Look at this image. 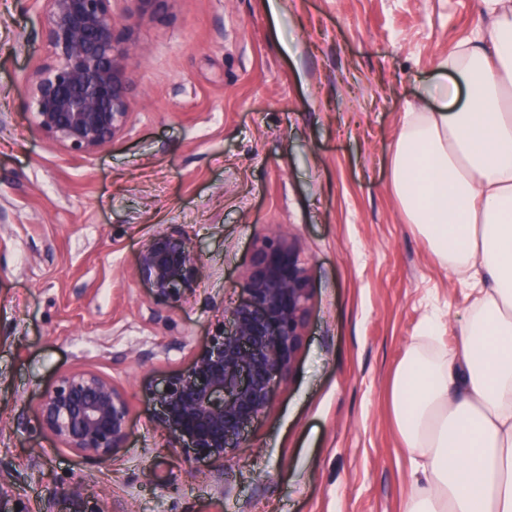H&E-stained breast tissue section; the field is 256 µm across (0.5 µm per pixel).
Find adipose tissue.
I'll return each mask as SVG.
<instances>
[{"mask_svg": "<svg viewBox=\"0 0 512 512\" xmlns=\"http://www.w3.org/2000/svg\"><path fill=\"white\" fill-rule=\"evenodd\" d=\"M479 7L389 159L406 220L475 289L455 347L431 318L394 374V423L422 474L406 512H512V0Z\"/></svg>", "mask_w": 512, "mask_h": 512, "instance_id": "adipose-tissue-1", "label": "adipose tissue"}]
</instances>
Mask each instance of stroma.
Returning a JSON list of instances; mask_svg holds the SVG:
<instances>
[{"label": "stroma", "instance_id": "1", "mask_svg": "<svg viewBox=\"0 0 512 512\" xmlns=\"http://www.w3.org/2000/svg\"><path fill=\"white\" fill-rule=\"evenodd\" d=\"M477 5L173 0L134 25L125 133L76 157L31 127L39 4L0 0V472L29 512L76 482L102 512H403L412 462L392 375L434 310L454 344L474 293L408 224L387 159ZM172 224L204 277L153 322L132 270ZM278 230L311 277L301 347L248 447L195 461L170 447L146 390L223 329L254 247ZM76 369L132 393L129 441L108 459L40 426L41 394Z\"/></svg>", "mask_w": 512, "mask_h": 512}]
</instances>
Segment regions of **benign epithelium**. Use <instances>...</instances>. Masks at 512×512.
<instances>
[{"mask_svg":"<svg viewBox=\"0 0 512 512\" xmlns=\"http://www.w3.org/2000/svg\"><path fill=\"white\" fill-rule=\"evenodd\" d=\"M130 16L157 17L171 0H130ZM46 48L27 78L33 132L76 156H93L127 128L137 94L128 60L131 25L112 11V0H40L36 14ZM300 247L281 233L252 254L240 285L231 327L211 338L190 364L150 388L155 423L171 447L195 460L222 461L247 447L246 431L273 402L275 382L289 371L301 346L311 280ZM203 276L191 239L179 226L154 233L139 251L134 277L150 297L175 307ZM131 397L112 378L92 369L61 374L38 404L40 423L79 455L104 458L130 438ZM101 512L87 489L70 484L50 493L43 512ZM0 512H29L18 494L4 490Z\"/></svg>","mask_w":512,"mask_h":512,"instance_id":"7a95c632","label":"benign epithelium"}]
</instances>
